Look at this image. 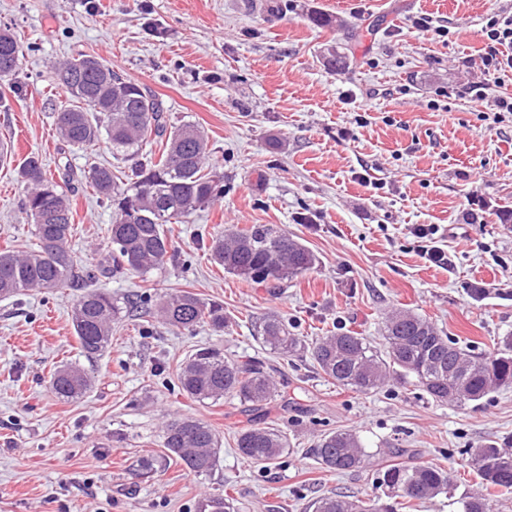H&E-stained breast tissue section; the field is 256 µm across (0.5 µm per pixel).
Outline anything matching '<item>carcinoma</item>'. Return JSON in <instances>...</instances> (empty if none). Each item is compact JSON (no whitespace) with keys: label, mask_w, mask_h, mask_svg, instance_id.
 I'll list each match as a JSON object with an SVG mask.
<instances>
[{"label":"carcinoma","mask_w":512,"mask_h":512,"mask_svg":"<svg viewBox=\"0 0 512 512\" xmlns=\"http://www.w3.org/2000/svg\"><path fill=\"white\" fill-rule=\"evenodd\" d=\"M22 56L11 29L0 28V69L6 71L1 82L16 74ZM55 73L68 97V104L56 115L57 136L77 148L104 138L112 158L131 163V174L123 180L107 167L93 166L89 171L92 186L112 202L108 227L112 251L104 257L102 270L147 273L168 257L170 242L164 225L180 222L224 193L220 180L205 172V134L189 122L167 125L163 101L134 80L120 78L101 58L82 54L55 66ZM152 141L161 144L159 154H143ZM17 176L27 186L23 206L34 224L37 243L29 251L0 252V297L36 288L86 289L74 306L73 328L81 351L88 357L98 355L110 344L112 321L121 314V307L110 293L88 288L95 273L79 265L67 247L73 230L71 204L46 176L39 156L26 157ZM211 259L255 284L267 282L265 268L270 265L283 271L278 281L291 282L317 262L315 254L288 233L260 224L226 231L213 242ZM158 313L166 324L183 329L201 323L222 329L225 324L223 307L207 305L188 291L161 296ZM383 336L385 351L380 352L352 331L323 336L309 347L277 315L267 316L257 328V339L272 353L295 357L309 349L332 383L358 393L375 392L394 377H411L432 401L461 407L512 388V336L486 356L442 335L432 322L408 311L389 315ZM271 371L256 357L226 359L216 350L202 349L188 358L178 382L198 401L229 397L254 411L280 396ZM89 386L87 375L71 366L57 369L50 379L52 391L61 399L77 398ZM163 446L166 458L181 460L197 475L210 473L220 453L215 431L192 417L167 423ZM236 448L251 463L270 467L288 452V437L277 427L249 423L237 432ZM408 453L406 448L392 452L397 462L387 465L377 478L383 495L367 499L323 495L309 501L305 512H400L411 507L413 500L440 494L456 499L461 512H493L490 497L512 494V444L490 441L465 449L484 495H456L457 487L445 470L398 461ZM311 455L322 469L344 473L363 467L369 452L354 431L337 430L322 434ZM197 512H236V508L230 496H212L198 502Z\"/></svg>","instance_id":"obj_1"}]
</instances>
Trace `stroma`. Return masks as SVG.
<instances>
[{
  "label": "stroma",
  "instance_id": "35a3bbf8",
  "mask_svg": "<svg viewBox=\"0 0 512 512\" xmlns=\"http://www.w3.org/2000/svg\"><path fill=\"white\" fill-rule=\"evenodd\" d=\"M0 0V27L23 46L21 65L0 85V140L17 142L0 165V250H22L33 225L22 201L19 162L37 153L69 196L68 246L97 270L94 287L135 302L112 324L93 359L72 325L77 288L0 298V512H196L205 496L228 494L243 512H304L336 492L373 494L390 445L415 463L465 475L464 451L512 437V390L462 407L440 405L412 383L369 394L336 387L311 356L266 354L256 328L271 313L308 338L341 329L382 343L388 313L405 309L489 353L512 336V115L495 120L469 88L484 81L479 54L492 9L512 0ZM329 24H314L316 15ZM431 17L447 41L412 27ZM344 57L326 69L329 47ZM91 54L162 99L170 122H192L208 140L209 172L224 195L168 227L170 258L146 274L99 272L112 243V206L87 183L89 163L111 164L101 140L77 149L54 133L65 96L55 63ZM263 224L317 256L283 291L216 266L213 238ZM437 229L447 267L420 255L411 230ZM487 288L480 300L473 285ZM186 290L223 305L217 331L167 326L156 297ZM202 348L232 358L264 356L287 381L290 406L273 403L263 423L293 447L265 469L239 457L247 423L238 400L197 402L181 390L184 361ZM76 365L90 389L72 400L50 389L52 372ZM194 417L216 432L221 451L207 475L165 460L163 427ZM351 429L370 458L341 474L310 455L320 435ZM163 465L145 473L144 460Z\"/></svg>",
  "mask_w": 512,
  "mask_h": 512
}]
</instances>
